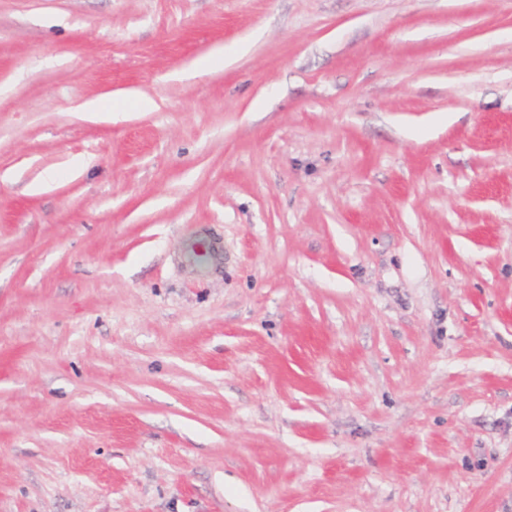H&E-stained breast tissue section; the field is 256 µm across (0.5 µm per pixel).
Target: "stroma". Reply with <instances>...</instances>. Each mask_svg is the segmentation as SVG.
<instances>
[{"instance_id":"1","label":"stroma","mask_w":512,"mask_h":512,"mask_svg":"<svg viewBox=\"0 0 512 512\" xmlns=\"http://www.w3.org/2000/svg\"><path fill=\"white\" fill-rule=\"evenodd\" d=\"M0 512H512V0H0Z\"/></svg>"}]
</instances>
